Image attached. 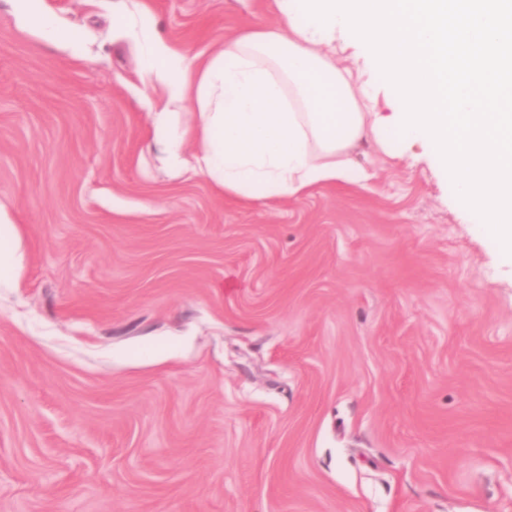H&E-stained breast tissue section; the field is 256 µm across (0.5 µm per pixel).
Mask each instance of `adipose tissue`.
<instances>
[{
  "label": "adipose tissue",
  "mask_w": 512,
  "mask_h": 512,
  "mask_svg": "<svg viewBox=\"0 0 512 512\" xmlns=\"http://www.w3.org/2000/svg\"><path fill=\"white\" fill-rule=\"evenodd\" d=\"M276 24L244 31L188 60L146 21L124 17L144 70L164 98L152 135L169 173L208 176L218 192L249 200L299 197L315 185L366 178L352 158L364 139L398 142L393 116L376 110L362 72L340 65L332 38L307 24L296 0H272ZM197 104L178 128L181 102ZM23 257L14 224L0 217V288L14 287Z\"/></svg>",
  "instance_id": "1"
}]
</instances>
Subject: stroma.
Returning <instances> with one entry per match:
<instances>
[{"instance_id":"stroma-1","label":"stroma","mask_w":512,"mask_h":512,"mask_svg":"<svg viewBox=\"0 0 512 512\" xmlns=\"http://www.w3.org/2000/svg\"><path fill=\"white\" fill-rule=\"evenodd\" d=\"M146 2L190 57L276 21ZM136 4L0 0V512H512V255L421 142L299 199L172 177ZM22 261L15 226L0 215V288L15 286Z\"/></svg>"}]
</instances>
